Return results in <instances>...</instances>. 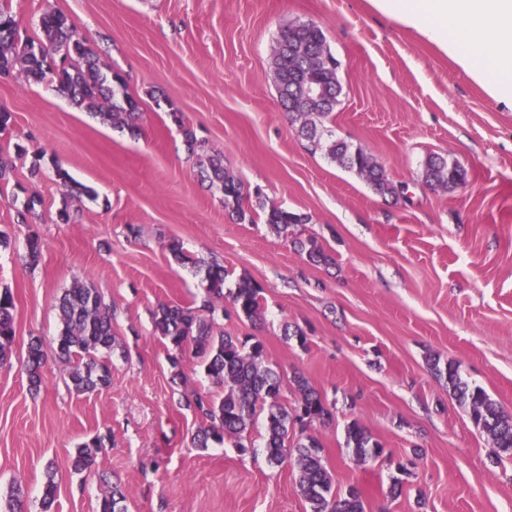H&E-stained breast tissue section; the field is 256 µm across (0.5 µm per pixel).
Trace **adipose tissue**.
Listing matches in <instances>:
<instances>
[{
    "label": "adipose tissue",
    "mask_w": 512,
    "mask_h": 512,
    "mask_svg": "<svg viewBox=\"0 0 512 512\" xmlns=\"http://www.w3.org/2000/svg\"><path fill=\"white\" fill-rule=\"evenodd\" d=\"M448 56L471 82L512 109V0H368Z\"/></svg>",
    "instance_id": "ef3b65f1"
}]
</instances>
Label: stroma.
<instances>
[{
    "mask_svg": "<svg viewBox=\"0 0 512 512\" xmlns=\"http://www.w3.org/2000/svg\"><path fill=\"white\" fill-rule=\"evenodd\" d=\"M21 38L40 34L47 9L68 15L102 64L138 99L139 137L72 105L47 82L0 76V107L12 123L0 151L35 200L28 223L0 199V291L10 290L16 338L0 364V512L12 482L41 512L47 466L59 478L55 512H99L100 474L120 484L125 512H309L290 464L268 462L264 417L252 447L233 440L189 445L199 421L181 402L222 395L194 357L173 378L152 314L162 303L197 306L204 275L178 264L165 245L224 265L228 283L248 275L262 289L260 324L232 309L218 327L262 341L294 404L302 373L334 406L331 425L312 429L335 488L358 487L365 512H512V455L490 440L430 368L454 362L512 415V110L473 84L433 45L376 16L368 0H9ZM318 24L340 62L336 137L371 153L403 195L381 197L356 173L312 152L283 114L272 47L281 26ZM180 113L174 124L171 113ZM205 154H220L248 195L305 215L298 237L334 257L311 264L264 222L242 224L222 192L197 175L183 127ZM26 148L17 154L16 145ZM440 154L469 172L467 185L429 188L423 163ZM93 188L65 194L56 172ZM72 219L62 223L61 210ZM43 241L38 265L27 240ZM90 282L112 308L116 347L109 389L78 395L56 359V303L74 279ZM301 328L299 347L284 334ZM47 354L40 391L23 371L30 337ZM359 421L382 443L357 464L345 428ZM110 441L95 471L70 470L75 448ZM414 462L399 496L396 465Z\"/></svg>",
    "mask_w": 512,
    "mask_h": 512,
    "instance_id": "1",
    "label": "stroma"
}]
</instances>
